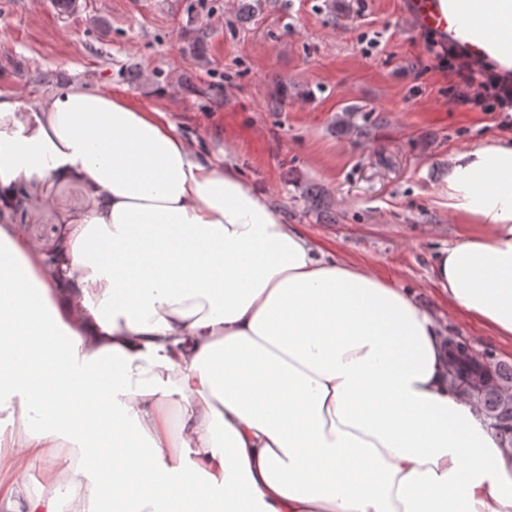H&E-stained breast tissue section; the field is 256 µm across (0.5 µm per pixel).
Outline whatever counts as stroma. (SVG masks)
Listing matches in <instances>:
<instances>
[{
	"label": "stroma",
	"instance_id": "stroma-1",
	"mask_svg": "<svg viewBox=\"0 0 512 512\" xmlns=\"http://www.w3.org/2000/svg\"><path fill=\"white\" fill-rule=\"evenodd\" d=\"M0 0V90L24 100L95 81L156 108L232 164L329 255L408 290L448 335L512 365V344L449 308L434 255L458 239L448 157L512 134L453 92L405 0ZM366 133L344 129L348 108ZM322 191L323 201L307 198ZM15 221L51 255L89 206L50 182Z\"/></svg>",
	"mask_w": 512,
	"mask_h": 512
}]
</instances>
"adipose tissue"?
Wrapping results in <instances>:
<instances>
[{"label": "adipose tissue", "mask_w": 512, "mask_h": 512, "mask_svg": "<svg viewBox=\"0 0 512 512\" xmlns=\"http://www.w3.org/2000/svg\"><path fill=\"white\" fill-rule=\"evenodd\" d=\"M440 5L512 72V0ZM52 179L92 205L50 271L12 213ZM448 207L438 291L512 340V136L449 155ZM445 339L165 112L0 90V512H512V448L449 389Z\"/></svg>", "instance_id": "1"}]
</instances>
